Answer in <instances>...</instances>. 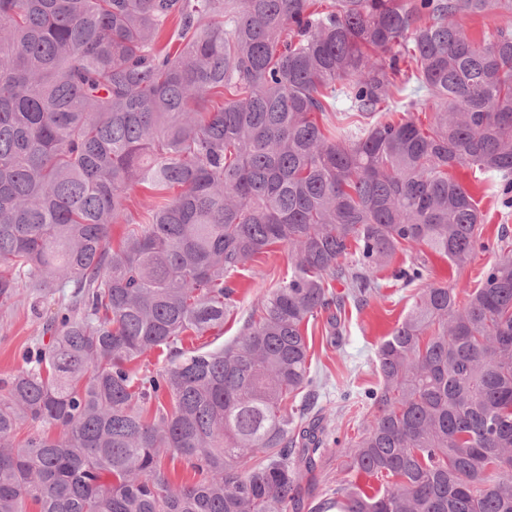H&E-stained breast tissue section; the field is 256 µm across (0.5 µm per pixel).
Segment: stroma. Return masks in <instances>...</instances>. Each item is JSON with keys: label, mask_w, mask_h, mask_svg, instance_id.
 Masks as SVG:
<instances>
[{"label": "stroma", "mask_w": 512, "mask_h": 512, "mask_svg": "<svg viewBox=\"0 0 512 512\" xmlns=\"http://www.w3.org/2000/svg\"><path fill=\"white\" fill-rule=\"evenodd\" d=\"M456 180L465 186L478 201L485 215L481 236L496 242L501 229L512 230V207L505 205L499 178L477 180L471 169L458 167L453 171ZM492 248L478 252L474 261L465 268L456 267L447 257L419 248L398 253L395 262L407 265L414 258H422L428 268L429 283L456 288L468 293L479 287L483 271L498 257ZM292 268L288 246L277 245L273 252L259 255L236 273L237 304L227 316L222 328L203 336H188L184 347L210 349L233 342L264 294L285 279ZM379 294L368 304L346 305L342 344L328 346L323 320L310 323L311 369L320 378L318 404L324 410L328 440L334 445L316 472L319 493L325 494L333 487L346 451L352 447L359 432L366 426L374 412L366 393L375 388L379 378L375 371L376 352L380 342L402 319L413 303L417 285H403L393 280L388 271H381ZM43 321L31 312L28 304L18 303L0 310V378L23 366L22 354L26 347L42 337Z\"/></svg>", "instance_id": "stroma-1"}]
</instances>
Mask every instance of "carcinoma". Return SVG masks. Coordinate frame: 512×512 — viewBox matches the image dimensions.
<instances>
[{
  "mask_svg": "<svg viewBox=\"0 0 512 512\" xmlns=\"http://www.w3.org/2000/svg\"><path fill=\"white\" fill-rule=\"evenodd\" d=\"M319 4L0 0V308L71 289L0 379V512H512L505 228L463 300L422 261L392 270L422 288L342 465L379 485L302 486L326 452L308 324L329 313L335 346L346 305L329 283L366 302L413 246L469 265L484 214L450 170L512 191V28L456 22L512 0ZM412 81L427 130L380 116ZM279 244L291 274L240 337L179 348L224 325L231 276ZM164 348V370L128 368ZM168 453L200 478L171 485Z\"/></svg>",
  "mask_w": 512,
  "mask_h": 512,
  "instance_id": "carcinoma-1",
  "label": "carcinoma"
}]
</instances>
